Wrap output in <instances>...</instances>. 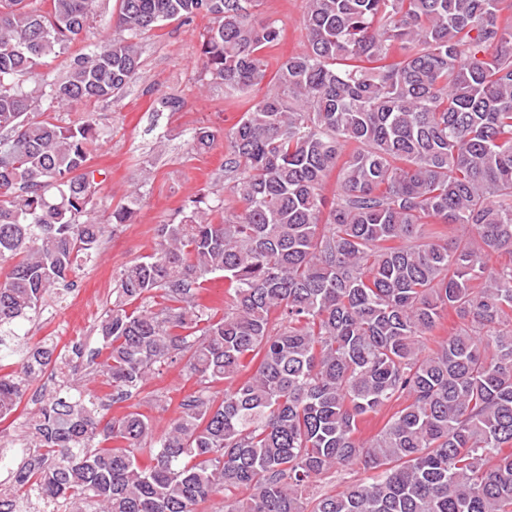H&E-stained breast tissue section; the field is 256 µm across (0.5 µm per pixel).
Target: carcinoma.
Masks as SVG:
<instances>
[{
  "mask_svg": "<svg viewBox=\"0 0 512 512\" xmlns=\"http://www.w3.org/2000/svg\"><path fill=\"white\" fill-rule=\"evenodd\" d=\"M46 2L0 0V361L20 358L0 422L47 368L58 384L14 426L0 512H200L216 493L224 512H512V263L492 264L512 255V0H306V49L272 76L281 30L257 0H119L116 36L35 82L100 0ZM201 12L204 78L248 101L224 133L240 208L216 222L204 191L158 225L157 251L115 276L101 347L26 342L106 233L93 124L40 102L123 94L142 36ZM216 140L193 133L199 151ZM215 274L222 314L199 303ZM178 360L197 390L160 435L138 412L105 419L77 378L115 405ZM353 467L367 477L318 490Z\"/></svg>",
  "mask_w": 512,
  "mask_h": 512,
  "instance_id": "carcinoma-1",
  "label": "carcinoma"
}]
</instances>
